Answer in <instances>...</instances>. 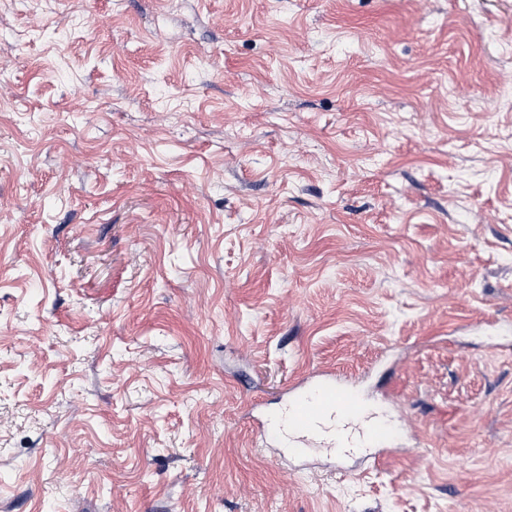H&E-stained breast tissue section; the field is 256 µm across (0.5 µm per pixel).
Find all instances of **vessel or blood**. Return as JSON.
<instances>
[{"mask_svg": "<svg viewBox=\"0 0 512 512\" xmlns=\"http://www.w3.org/2000/svg\"><path fill=\"white\" fill-rule=\"evenodd\" d=\"M282 417L288 430V451L307 458L313 444L322 442L337 453H350L355 444L382 455L391 431L371 414L356 388L340 384L330 373L312 377L307 388L287 402Z\"/></svg>", "mask_w": 512, "mask_h": 512, "instance_id": "obj_1", "label": "vessel or blood"}]
</instances>
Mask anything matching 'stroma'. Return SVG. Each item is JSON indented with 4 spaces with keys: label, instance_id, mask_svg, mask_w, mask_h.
<instances>
[{
    "label": "stroma",
    "instance_id": "stroma-1",
    "mask_svg": "<svg viewBox=\"0 0 512 512\" xmlns=\"http://www.w3.org/2000/svg\"><path fill=\"white\" fill-rule=\"evenodd\" d=\"M0 512H512V0H0ZM321 371L380 462L264 445Z\"/></svg>",
    "mask_w": 512,
    "mask_h": 512
}]
</instances>
